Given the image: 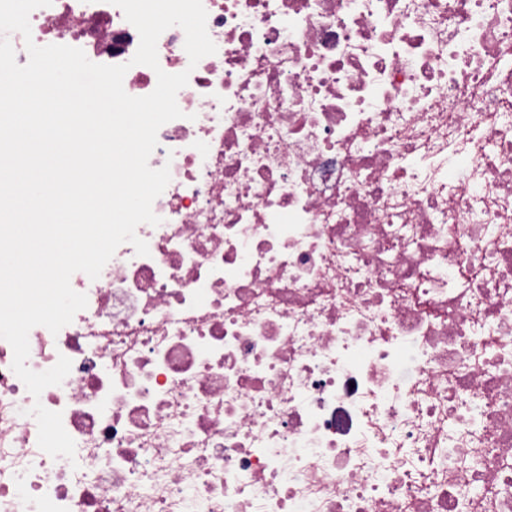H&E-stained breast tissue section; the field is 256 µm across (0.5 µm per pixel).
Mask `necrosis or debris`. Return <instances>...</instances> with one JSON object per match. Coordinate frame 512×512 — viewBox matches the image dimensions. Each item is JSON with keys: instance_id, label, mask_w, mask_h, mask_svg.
Wrapping results in <instances>:
<instances>
[{"instance_id": "1", "label": "necrosis or debris", "mask_w": 512, "mask_h": 512, "mask_svg": "<svg viewBox=\"0 0 512 512\" xmlns=\"http://www.w3.org/2000/svg\"><path fill=\"white\" fill-rule=\"evenodd\" d=\"M215 54L149 158L158 226L0 339V512H512V0H203ZM33 42L132 65L109 0ZM76 458L38 446L34 401Z\"/></svg>"}]
</instances>
